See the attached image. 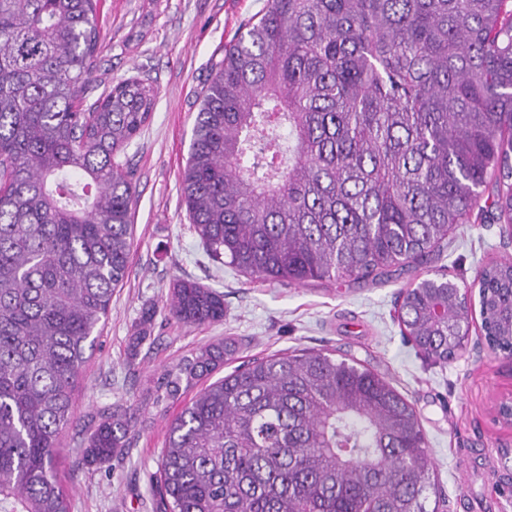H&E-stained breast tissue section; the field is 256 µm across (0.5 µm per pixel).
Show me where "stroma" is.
<instances>
[{
  "label": "stroma",
  "instance_id": "stroma-1",
  "mask_svg": "<svg viewBox=\"0 0 512 512\" xmlns=\"http://www.w3.org/2000/svg\"><path fill=\"white\" fill-rule=\"evenodd\" d=\"M266 0H100L104 38L99 88L135 75L156 81L151 118L125 150L133 172L134 244L127 275L112 296L97 349L80 382L72 423L60 435L58 474L72 512H156L150 477L169 425L195 394L155 403L154 384L195 349L224 338L236 354L214 373L222 378L255 358L315 348L349 358L387 378L413 406L445 499L444 512H512V421L498 407L512 400V359L485 343L473 318L464 356L426 358L401 334L399 296L410 283L446 274L477 289L482 267L512 260L504 225L471 218L449 233L427 264L392 268L376 281L305 285L246 276L211 258L182 196L193 120L212 67L238 29ZM190 280L224 295V320L186 326L168 314L173 284ZM147 323L151 339L131 351ZM133 413L128 453L89 466L80 443L106 416Z\"/></svg>",
  "mask_w": 512,
  "mask_h": 512
}]
</instances>
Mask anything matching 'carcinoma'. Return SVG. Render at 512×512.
Returning a JSON list of instances; mask_svg holds the SVG:
<instances>
[{
  "label": "carcinoma",
  "instance_id": "1",
  "mask_svg": "<svg viewBox=\"0 0 512 512\" xmlns=\"http://www.w3.org/2000/svg\"><path fill=\"white\" fill-rule=\"evenodd\" d=\"M100 0H0V502L71 512L58 438L133 245L121 159L157 88L129 77L93 102ZM182 194L210 256L250 277L373 281L421 263L479 206L512 230V0H267L224 47L194 120ZM481 328L512 350V262L480 271ZM186 325L224 296L178 281ZM472 320L428 278L404 289L402 335L446 363ZM232 344L167 374L165 397ZM131 416L86 438L90 464ZM158 512H439L414 408L381 375L322 350L257 358L171 423ZM434 498V507L426 504Z\"/></svg>",
  "mask_w": 512,
  "mask_h": 512
}]
</instances>
